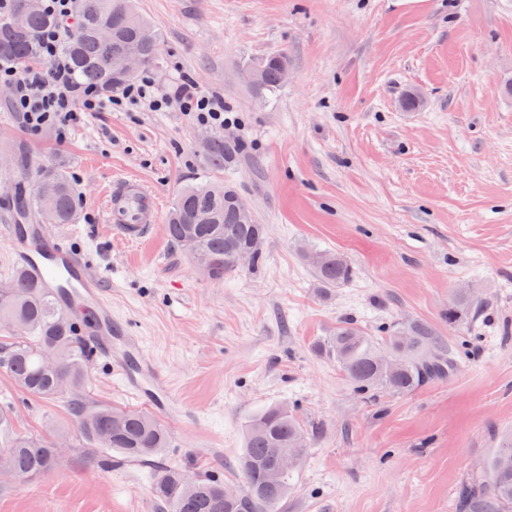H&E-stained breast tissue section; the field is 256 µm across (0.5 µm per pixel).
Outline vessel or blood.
I'll use <instances>...</instances> for the list:
<instances>
[{
  "label": "vessel or blood",
  "mask_w": 512,
  "mask_h": 512,
  "mask_svg": "<svg viewBox=\"0 0 512 512\" xmlns=\"http://www.w3.org/2000/svg\"><path fill=\"white\" fill-rule=\"evenodd\" d=\"M160 209L159 197L137 180L115 177L106 191L105 222L124 240L138 242L153 234ZM5 236L15 263L50 288L83 324L95 352L106 355L132 396L168 413L172 402L163 373L145 357L131 330L113 317L105 283L91 261L60 244L43 224H9Z\"/></svg>",
  "instance_id": "1"
}]
</instances>
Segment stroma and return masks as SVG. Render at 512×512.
<instances>
[{"instance_id": "obj_1", "label": "stroma", "mask_w": 512, "mask_h": 512, "mask_svg": "<svg viewBox=\"0 0 512 512\" xmlns=\"http://www.w3.org/2000/svg\"><path fill=\"white\" fill-rule=\"evenodd\" d=\"M136 2L162 38L156 85L189 79L223 99L238 152L212 169L217 131L135 105L87 114L63 142L34 135L0 87V231L20 219L17 184L65 171L78 208L54 232L92 256L113 315L196 416L163 419L157 466L104 470L63 403L0 372L13 432L67 443L58 472L0 484V512H156L161 465L237 482L247 424L281 405L307 430L284 512H455L459 485L512 430V0ZM281 52L287 80L257 97L244 71ZM413 92L421 103L405 108ZM118 175L165 212L182 187L232 183L266 227L262 264L215 280L163 226L117 238L103 199ZM319 251L344 256L347 282L320 290ZM461 287L484 310L452 330ZM343 320L369 336L416 321L472 343L452 379L361 395L319 349ZM87 390L138 405L99 358Z\"/></svg>"}]
</instances>
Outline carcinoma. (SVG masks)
I'll return each instance as SVG.
<instances>
[{
  "mask_svg": "<svg viewBox=\"0 0 512 512\" xmlns=\"http://www.w3.org/2000/svg\"><path fill=\"white\" fill-rule=\"evenodd\" d=\"M57 21L39 5L27 9V0H11L0 14V62L25 63L38 58L43 32ZM112 32L110 43L99 36L101 28ZM136 53L142 69L153 68L161 51V36L137 9L136 0H79L74 30L63 45L74 79L108 94L128 80L115 63V51ZM288 54L267 56L254 64L259 80L253 86L263 97L282 85V69ZM231 158V144L215 138L208 144V161L221 169ZM235 188L209 182L182 189L171 206L165 231L180 247L193 246L199 267L212 278L239 269L241 251L251 253L249 267L264 259L265 225L244 221L231 196ZM15 206L24 216L37 214L43 224H70L77 199L66 173L54 168L42 171L36 186L18 189ZM313 263L318 285L330 289L344 282L351 269L339 253L316 254ZM483 308L472 289L460 288L448 303V325L458 327ZM0 325L9 341L0 345V371L20 388L40 400H59L80 423L85 438L102 450L101 465L112 467V458L147 463L167 444V433L158 419L144 411L88 399L83 393L87 367L93 358L85 337L64 313L56 298L39 287L23 271L0 282ZM463 336L443 344L436 332L419 322L397 325L387 335L372 337L344 320L323 341L321 349L336 360L362 394L373 391L407 393L433 381L452 378L468 350ZM392 363H378L380 356ZM12 416L0 410V454L9 456L5 477L22 481L57 470L60 459L56 441L11 433ZM303 426L284 406L272 407L252 419L246 429V448L239 462L241 499H228V485L220 476L183 481L184 471L165 468L153 483L158 512H282L292 474L272 478L277 450L297 437ZM456 512H512V433L502 435L497 448L456 493Z\"/></svg>",
  "mask_w": 512,
  "mask_h": 512,
  "instance_id": "cac0c4a2",
  "label": "carcinoma"
}]
</instances>
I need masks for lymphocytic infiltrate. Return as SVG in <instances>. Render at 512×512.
Masks as SVG:
<instances>
[{
    "instance_id": "1",
    "label": "lymphocytic infiltrate",
    "mask_w": 512,
    "mask_h": 512,
    "mask_svg": "<svg viewBox=\"0 0 512 512\" xmlns=\"http://www.w3.org/2000/svg\"><path fill=\"white\" fill-rule=\"evenodd\" d=\"M45 12L59 19L57 27L41 37V56L32 64H0V84L11 86V107L19 112L24 128L33 134L50 128L66 139L71 128L90 112H109L135 104L150 112H180L198 126L220 130L230 124L224 104L194 84L158 89L150 76L128 81L110 95L72 79L61 46L70 32L74 0H40Z\"/></svg>"
}]
</instances>
